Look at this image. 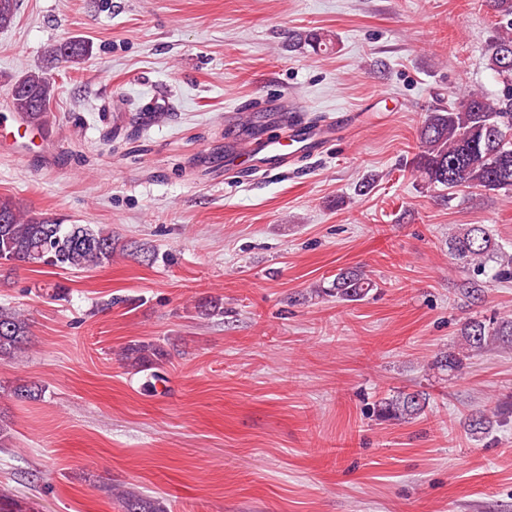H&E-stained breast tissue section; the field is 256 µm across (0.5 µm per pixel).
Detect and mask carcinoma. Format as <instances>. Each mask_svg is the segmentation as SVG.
<instances>
[{
  "label": "carcinoma",
  "instance_id": "carcinoma-1",
  "mask_svg": "<svg viewBox=\"0 0 512 512\" xmlns=\"http://www.w3.org/2000/svg\"><path fill=\"white\" fill-rule=\"evenodd\" d=\"M499 18L486 46L488 67L501 89L494 96L472 91L448 106L430 112L419 131L418 152L412 164L424 182L452 194L461 188L481 192L512 190V0H488ZM18 0H0V28L9 26ZM87 53L80 41L53 44L46 52L52 61L75 60ZM15 108L29 122H46L53 85L43 69L28 72L13 86ZM116 241L112 230L96 224H57L48 217L22 212L9 198L0 197V258L13 264L59 269H88L112 261ZM448 251L468 267L458 284L459 295L478 302L493 283L512 281V253L506 251L483 224H462L448 235ZM374 288L361 271L346 268L326 288L343 302H357ZM29 339L28 318L19 310L0 307V362L12 360ZM491 347L512 348V315L493 314L466 319L461 342L454 351L436 355L433 365L458 373L467 361ZM171 352L155 341L135 340L123 351L124 364L136 372L168 363ZM20 400H38L43 388L19 383L13 389ZM426 398L420 393L399 392L380 402V413L393 421L419 417ZM474 438L494 429L493 416L478 411L464 422ZM122 512H167L163 502L133 490L117 492Z\"/></svg>",
  "mask_w": 512,
  "mask_h": 512
}]
</instances>
